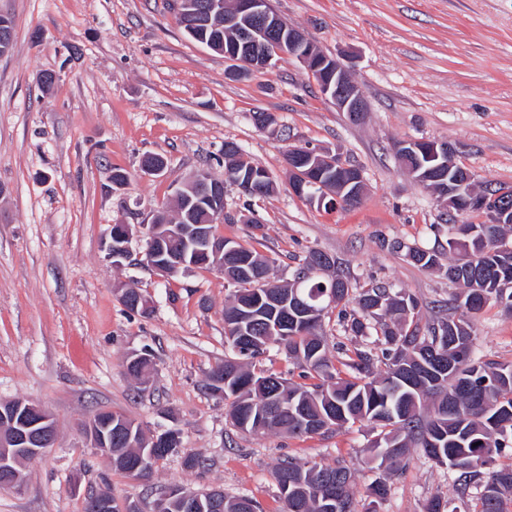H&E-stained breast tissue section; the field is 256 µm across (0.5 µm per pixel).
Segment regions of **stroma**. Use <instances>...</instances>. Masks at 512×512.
I'll return each mask as SVG.
<instances>
[{
  "instance_id": "stroma-1",
  "label": "stroma",
  "mask_w": 512,
  "mask_h": 512,
  "mask_svg": "<svg viewBox=\"0 0 512 512\" xmlns=\"http://www.w3.org/2000/svg\"><path fill=\"white\" fill-rule=\"evenodd\" d=\"M171 0H0L13 46L0 55V402L34 401L57 424L54 445L24 462L22 488H0V512H83L90 490L152 512L173 484L219 488L283 512L273 478L280 460L341 463L366 504L375 480L388 485L378 512H426L431 499L475 512L477 491L459 490L452 471L411 449L397 472L369 468L367 424L310 438L243 434L225 403L205 387L222 363L224 307L233 288L216 268L176 278L105 256L111 225L140 226L173 210L175 191L198 171L224 173V144H238L267 169L275 191L245 197L224 186L226 221L217 235L274 259L292 279L314 251L339 262L354 288L376 283L417 298L424 318L451 312L457 285L442 271L387 248L446 246L445 202L399 164L397 142L453 147L478 189L512 188V0H268L318 51L337 57L361 88L362 122H350L306 66L281 56L264 72L232 75L222 54L183 31ZM56 77L49 88L40 78ZM266 112L272 129L252 116ZM331 150L358 167L359 205L325 209L294 194L290 147ZM163 157L161 175L143 174L144 155ZM124 172L123 187L112 183ZM133 288L149 315L129 311ZM154 355L148 383L129 377L125 356ZM474 357L512 363V311L490 304L471 321ZM103 409L145 432L177 426L182 455L158 462L149 481L113 470L90 447L85 426ZM201 459L188 470L183 454Z\"/></svg>"
}]
</instances>
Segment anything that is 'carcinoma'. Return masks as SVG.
Returning <instances> with one entry per match:
<instances>
[{"instance_id":"cac0c4a2","label":"carcinoma","mask_w":512,"mask_h":512,"mask_svg":"<svg viewBox=\"0 0 512 512\" xmlns=\"http://www.w3.org/2000/svg\"><path fill=\"white\" fill-rule=\"evenodd\" d=\"M193 13L183 29L201 44L213 43L221 53L245 57L249 50L224 34V13L212 9L213 0H189ZM243 175L239 189L247 197L270 195L274 186L266 169L248 159L234 161ZM188 224L215 230L211 216L224 210L220 195L180 202ZM511 224H450L448 250L388 246L406 249L405 256L425 269L444 271L463 287L455 298L457 312L422 321L414 296L375 285L353 294L350 277L341 263L313 252L294 279L282 283L270 276L273 260L241 244L224 253V279L234 286L232 302L224 308V342L234 356L213 368L205 387L222 392L229 402L231 425L249 435L282 431L292 437H311L347 424L368 423L380 429L370 462L393 470L409 454L421 449L435 464L457 473V484L479 489L477 512H504L502 499L512 492V467L485 471L495 457L512 448V364L471 357L470 320L491 302L512 309V246L505 242ZM459 258L443 263L445 252ZM336 304L354 303L352 314L340 321L344 334L361 342L382 345L385 370L374 372L372 349L357 348L344 374L334 371L326 340L319 332L329 312L328 291ZM276 345L297 359L304 371L322 382L307 387L280 376L255 371L248 363ZM127 373L144 382L154 368V357L144 347L124 360ZM153 437L129 417L112 414V468L133 479L149 472H132L140 451ZM278 490L288 483L292 491L284 512H356L352 471L341 464L301 462L288 457L273 473ZM336 502L327 507L325 500ZM203 512H261L259 502L247 496L202 497Z\"/></svg>"}]
</instances>
